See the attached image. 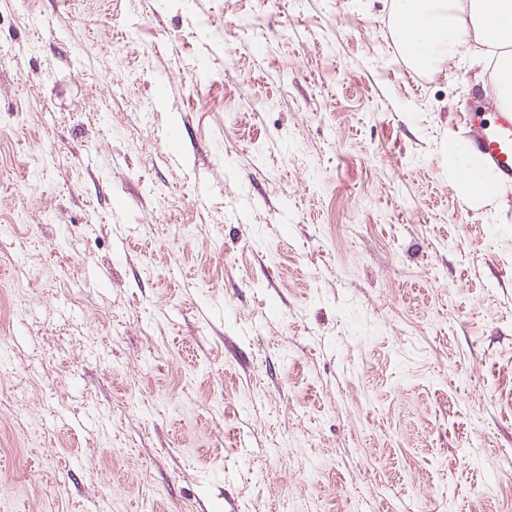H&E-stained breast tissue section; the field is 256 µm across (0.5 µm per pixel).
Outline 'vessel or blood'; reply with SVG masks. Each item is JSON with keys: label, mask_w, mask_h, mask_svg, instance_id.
Masks as SVG:
<instances>
[{"label": "vessel or blood", "mask_w": 512, "mask_h": 512, "mask_svg": "<svg viewBox=\"0 0 512 512\" xmlns=\"http://www.w3.org/2000/svg\"><path fill=\"white\" fill-rule=\"evenodd\" d=\"M467 123L471 155L494 176L496 185L512 186V109L486 116L475 106Z\"/></svg>", "instance_id": "1"}]
</instances>
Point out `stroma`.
<instances>
[{
  "mask_svg": "<svg viewBox=\"0 0 512 512\" xmlns=\"http://www.w3.org/2000/svg\"><path fill=\"white\" fill-rule=\"evenodd\" d=\"M480 44L392 0H0V512H512Z\"/></svg>",
  "mask_w": 512,
  "mask_h": 512,
  "instance_id": "1",
  "label": "stroma"
}]
</instances>
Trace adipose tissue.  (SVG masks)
<instances>
[{
    "label": "adipose tissue",
    "mask_w": 512,
    "mask_h": 512,
    "mask_svg": "<svg viewBox=\"0 0 512 512\" xmlns=\"http://www.w3.org/2000/svg\"><path fill=\"white\" fill-rule=\"evenodd\" d=\"M396 14L413 61L453 58L472 36L499 51L500 103L512 107V0H396Z\"/></svg>",
    "instance_id": "1"
}]
</instances>
